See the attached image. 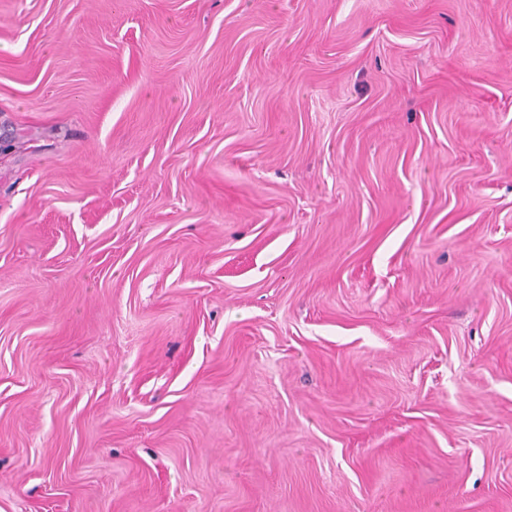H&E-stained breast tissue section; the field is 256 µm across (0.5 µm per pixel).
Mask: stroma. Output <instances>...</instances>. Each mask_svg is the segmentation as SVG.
I'll return each mask as SVG.
<instances>
[{
	"mask_svg": "<svg viewBox=\"0 0 512 512\" xmlns=\"http://www.w3.org/2000/svg\"><path fill=\"white\" fill-rule=\"evenodd\" d=\"M0 512H512V0H0Z\"/></svg>",
	"mask_w": 512,
	"mask_h": 512,
	"instance_id": "1",
	"label": "stroma"
}]
</instances>
